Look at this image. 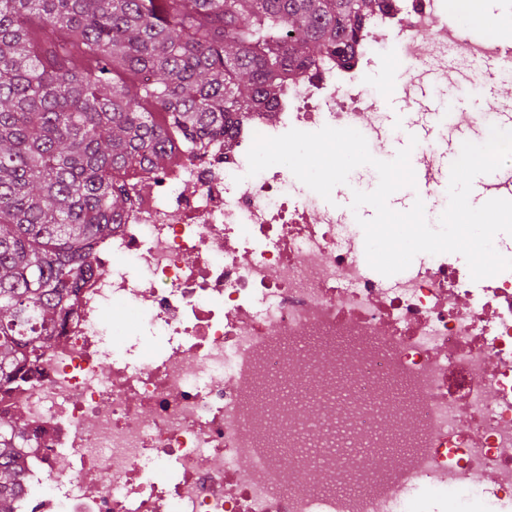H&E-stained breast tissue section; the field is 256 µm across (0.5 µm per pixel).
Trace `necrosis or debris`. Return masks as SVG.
Returning a JSON list of instances; mask_svg holds the SVG:
<instances>
[{"instance_id":"necrosis-or-debris-1","label":"necrosis or debris","mask_w":512,"mask_h":512,"mask_svg":"<svg viewBox=\"0 0 512 512\" xmlns=\"http://www.w3.org/2000/svg\"><path fill=\"white\" fill-rule=\"evenodd\" d=\"M443 0H384L346 55L295 72L253 113L164 171L94 246L41 357L0 383L25 422L17 512H507L512 271L474 284L420 254L394 284L363 230L248 176L254 135L366 124L362 71L396 31L405 58L497 44L433 29ZM128 318H121V311ZM69 457L60 469V457Z\"/></svg>"}]
</instances>
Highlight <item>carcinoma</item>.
Returning <instances> with one entry per match:
<instances>
[{
	"label": "carcinoma",
	"mask_w": 512,
	"mask_h": 512,
	"mask_svg": "<svg viewBox=\"0 0 512 512\" xmlns=\"http://www.w3.org/2000/svg\"><path fill=\"white\" fill-rule=\"evenodd\" d=\"M382 0H0V381L40 358L130 193L274 112ZM24 420L0 417V512Z\"/></svg>",
	"instance_id": "cac0c4a2"
}]
</instances>
